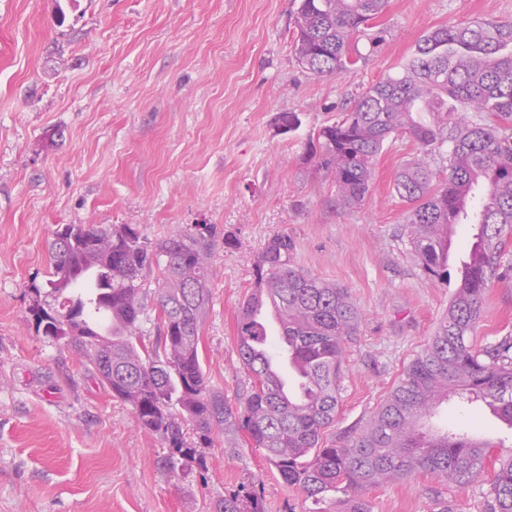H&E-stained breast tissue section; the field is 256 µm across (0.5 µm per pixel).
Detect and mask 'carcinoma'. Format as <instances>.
<instances>
[{
	"label": "carcinoma",
	"mask_w": 512,
	"mask_h": 512,
	"mask_svg": "<svg viewBox=\"0 0 512 512\" xmlns=\"http://www.w3.org/2000/svg\"><path fill=\"white\" fill-rule=\"evenodd\" d=\"M387 0H300L295 16L298 63L318 75L343 76L383 42L377 19ZM427 113L429 120L418 118ZM410 134L415 156L393 189L408 204L404 223L424 274L448 278L442 240L464 223L472 195L487 188L477 232L459 272L448 314L424 351L403 371L360 430L327 436L334 426L346 345L361 314L349 290L290 264L292 239L272 235L254 264V282L237 323V354L251 386L235 402L212 390L199 352L200 317L209 302L210 260L218 237L213 224L176 228L156 243L139 227L62 224L50 243L45 285L32 283L41 312H30L37 333L61 342L130 404L137 426L160 436L172 473L202 470L216 434L264 451L282 480L312 500L311 512H371L362 491L419 475L474 485L495 445L467 433L422 430L421 420L454 397L476 404L512 429V336L482 347L469 335L479 322L488 282L505 279L512 237V19L488 18L427 32L399 71L367 87L342 117L315 133L307 160L332 175L338 203L358 208L370 192L384 145ZM448 146V172L430 158ZM73 269L71 285L87 269L95 280L84 295L60 287L59 270ZM158 271L160 324L142 343L141 277ZM271 293L288 325L302 377L285 392L269 367L268 334L253 315L258 293ZM112 310L108 330H97L93 308ZM191 426L195 436L187 437ZM485 512H512V448L498 454ZM344 497L336 496L338 491ZM213 512H265L252 478L212 503Z\"/></svg>",
	"instance_id": "cac0c4a2"
}]
</instances>
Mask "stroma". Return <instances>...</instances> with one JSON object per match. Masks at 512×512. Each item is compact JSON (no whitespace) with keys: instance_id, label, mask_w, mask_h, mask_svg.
<instances>
[{"instance_id":"obj_1","label":"stroma","mask_w":512,"mask_h":512,"mask_svg":"<svg viewBox=\"0 0 512 512\" xmlns=\"http://www.w3.org/2000/svg\"><path fill=\"white\" fill-rule=\"evenodd\" d=\"M296 0H0V512H210L243 476L266 512H311L263 451L206 449L207 467L170 475L139 429L71 350L37 335L29 287L44 283L60 224H136L151 240L178 225L235 232L216 245L199 325L205 377L243 397L236 324L265 241L285 232L294 267L349 288L362 319L347 349L337 430L363 426L448 312L456 280L425 276L393 183L408 135L379 156L361 207L336 203L305 156L362 88L395 72L430 29L512 18V0H389L376 51L348 74L317 76L293 46ZM65 22H58V13ZM300 125L284 132L282 113ZM512 336V278L492 280L472 335ZM428 428L512 448V429L451 400ZM372 512H485L480 487L420 475L366 491Z\"/></svg>"}]
</instances>
